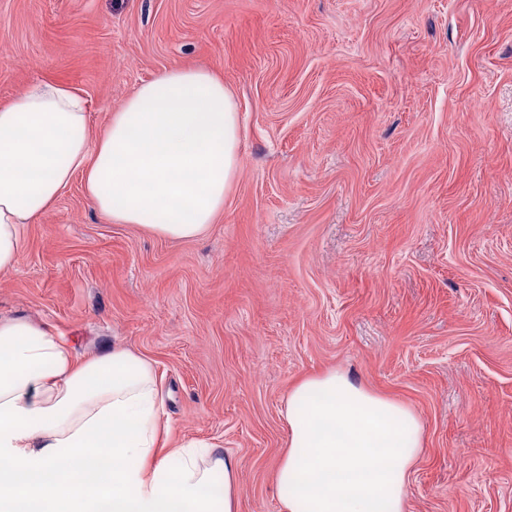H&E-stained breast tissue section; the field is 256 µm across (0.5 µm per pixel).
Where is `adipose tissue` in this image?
Returning a JSON list of instances; mask_svg holds the SVG:
<instances>
[{
	"label": "adipose tissue",
	"mask_w": 512,
	"mask_h": 512,
	"mask_svg": "<svg viewBox=\"0 0 512 512\" xmlns=\"http://www.w3.org/2000/svg\"><path fill=\"white\" fill-rule=\"evenodd\" d=\"M239 169L236 99L213 70H163L99 136L79 89L35 82L0 105V273L75 174L110 220L180 240L216 222ZM160 408L141 357L115 348L79 363L40 326L0 319V512H239L234 457L163 448ZM281 414L282 512H406L424 448L410 406L335 369L299 380Z\"/></svg>",
	"instance_id": "ef3b65f1"
}]
</instances>
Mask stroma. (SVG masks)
<instances>
[{
	"mask_svg": "<svg viewBox=\"0 0 512 512\" xmlns=\"http://www.w3.org/2000/svg\"><path fill=\"white\" fill-rule=\"evenodd\" d=\"M177 65L236 97L222 216L159 238L74 178L0 319L151 362L162 442L231 454L240 512H281L283 403L332 369L421 419L408 512H512V0H0V103L65 81L99 131Z\"/></svg>",
	"mask_w": 512,
	"mask_h": 512,
	"instance_id": "stroma-1",
	"label": "stroma"
}]
</instances>
